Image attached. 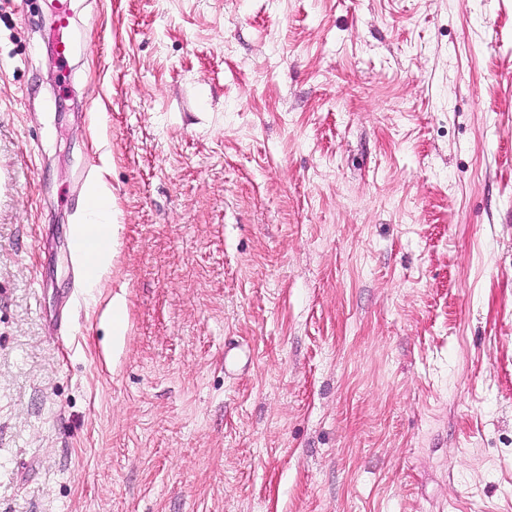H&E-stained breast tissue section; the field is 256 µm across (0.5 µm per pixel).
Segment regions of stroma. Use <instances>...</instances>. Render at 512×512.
Returning a JSON list of instances; mask_svg holds the SVG:
<instances>
[{"instance_id":"1","label":"stroma","mask_w":512,"mask_h":512,"mask_svg":"<svg viewBox=\"0 0 512 512\" xmlns=\"http://www.w3.org/2000/svg\"><path fill=\"white\" fill-rule=\"evenodd\" d=\"M70 7L0 0V512H512V0ZM91 224H86L81 236L84 245V255L90 270L88 288H96L98 271L108 263L110 253L105 244L112 238V210L109 196L97 192L91 203ZM95 272V274H94Z\"/></svg>"}]
</instances>
